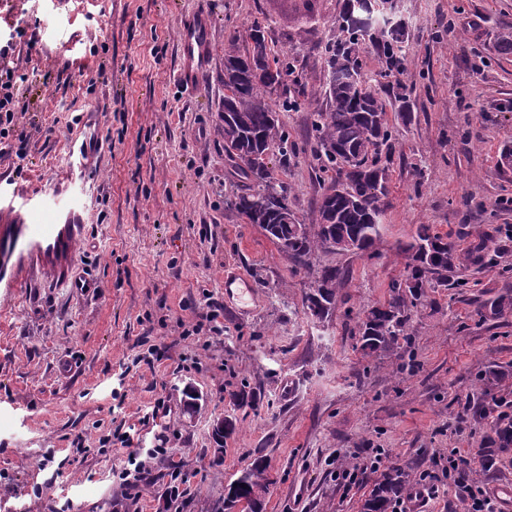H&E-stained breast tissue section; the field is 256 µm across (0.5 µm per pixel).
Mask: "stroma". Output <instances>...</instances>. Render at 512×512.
<instances>
[{
	"label": "stroma",
	"mask_w": 512,
	"mask_h": 512,
	"mask_svg": "<svg viewBox=\"0 0 512 512\" xmlns=\"http://www.w3.org/2000/svg\"><path fill=\"white\" fill-rule=\"evenodd\" d=\"M200 3L213 55L191 92L175 78L178 38ZM343 4L317 0L308 13L300 0H0V42L18 49L0 68L24 78L9 139L27 138L25 157L0 151V195L72 204L87 226L79 268L97 281L89 296L50 281L0 293V512H166L171 486L180 512H218L225 487L260 454L272 479L265 512H362L378 473L346 487L336 466L368 448L417 473L434 453L461 448L489 491L512 488V452L492 443L496 405L512 401V313L483 310L512 300V165L501 161L512 146V54L499 48L512 0H400L407 62L386 79L361 50L365 78L407 96L388 107V207L375 246L313 259L347 272L329 321L304 312L305 271L224 204L229 32L262 20L319 87L327 69L316 47L335 39ZM313 110L280 115L300 147L287 180L306 220L321 193ZM86 139L78 169L70 147ZM421 224L463 250L492 238L500 253L464 272L466 286L427 292L403 359L363 357L355 321L406 278L404 247ZM228 266L251 279L253 300L225 309L222 334L183 335L207 299L223 300ZM151 349L153 364L135 362ZM487 369L497 378L480 382ZM244 382L259 407L232 410ZM187 385L203 395L192 417L180 401ZM161 399L162 428L145 419ZM228 414L237 432L217 465L212 423ZM130 426L134 439L121 445ZM157 444L146 480L121 487L129 456Z\"/></svg>",
	"instance_id": "stroma-1"
}]
</instances>
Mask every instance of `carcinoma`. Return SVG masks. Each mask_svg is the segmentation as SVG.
<instances>
[{
	"mask_svg": "<svg viewBox=\"0 0 512 512\" xmlns=\"http://www.w3.org/2000/svg\"><path fill=\"white\" fill-rule=\"evenodd\" d=\"M375 2L378 9L369 17L361 0H345L336 41L317 47L327 64V80L320 90L301 79L288 87L285 79L294 74V56L275 51L265 25L257 19L248 25L247 36L233 33L224 42L221 136L224 157L242 179L226 205L246 223L260 227L295 268L305 270V313L318 323L335 311L344 271L316 267L312 259L319 252L373 248L387 207L389 168L382 158L389 157L392 131L383 90L361 75L359 43L370 42L386 76L404 69L407 53L401 46L404 28L390 27L386 21L390 0ZM318 97L326 105L313 112L312 157L322 193L307 223L295 208L293 188L275 174L274 167L288 169L290 159L299 154L277 107L296 109ZM493 250V242L482 238L463 252L430 225H419L414 242L405 249L406 279L391 285L384 303L364 310L357 322L356 349L371 357L392 354L401 343H409L412 317L425 289L462 287L460 271ZM231 402L237 408L259 405L254 391L244 388L231 396ZM411 478L400 467L389 469L365 501L364 512H389L408 490ZM272 484L266 459L260 456L228 486L224 500L232 496L246 502L249 512H264Z\"/></svg>",
	"mask_w": 512,
	"mask_h": 512,
	"instance_id": "1",
	"label": "carcinoma"
}]
</instances>
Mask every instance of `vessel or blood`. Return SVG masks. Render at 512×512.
I'll return each mask as SVG.
<instances>
[{
    "label": "vessel or blood",
    "instance_id": "obj_1",
    "mask_svg": "<svg viewBox=\"0 0 512 512\" xmlns=\"http://www.w3.org/2000/svg\"><path fill=\"white\" fill-rule=\"evenodd\" d=\"M210 23L201 12L181 23L177 77L187 89H197L212 58ZM44 205L33 196L0 198V290L53 280L79 291L92 292L94 280L76 270L85 228L74 209L55 211L52 221L40 222ZM252 285L239 271H225L224 297L246 299Z\"/></svg>",
    "mask_w": 512,
    "mask_h": 512
}]
</instances>
